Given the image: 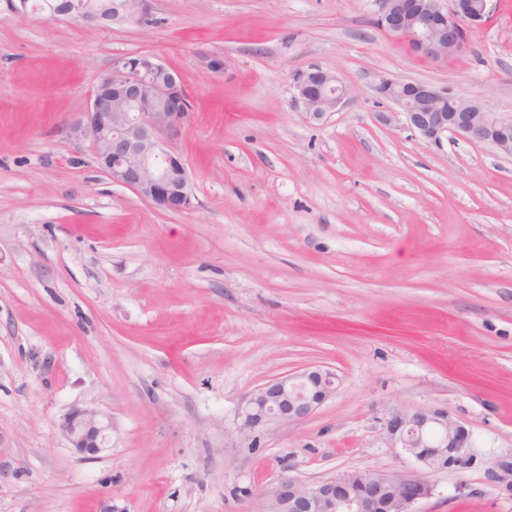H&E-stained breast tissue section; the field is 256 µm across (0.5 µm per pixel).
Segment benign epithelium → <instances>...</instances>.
I'll return each instance as SVG.
<instances>
[{"label": "benign epithelium", "mask_w": 512, "mask_h": 512, "mask_svg": "<svg viewBox=\"0 0 512 512\" xmlns=\"http://www.w3.org/2000/svg\"><path fill=\"white\" fill-rule=\"evenodd\" d=\"M382 0L380 27L405 39L414 51L439 61L467 48V32L491 17V0ZM48 20L67 21L89 29L143 24L150 0H48ZM295 103L307 119L318 121L350 98L351 89L338 76L319 67L298 75ZM375 94L394 106L376 121L389 124L401 114L420 139L438 144L451 136L472 144H489L512 157V113L494 112L455 89L413 80L379 77ZM192 114L180 74L158 56L139 52L112 61L90 106L72 133L89 142L94 159L112 182L136 192L163 210L192 204L190 181L174 144ZM336 393V374L310 365L260 385L238 410L239 429L246 433L268 425L297 422L314 414ZM388 439L414 462L431 471H461L469 463L472 431L439 408L394 410L386 418ZM76 453L89 459L108 447L112 419L105 412L76 409L62 424ZM431 493L429 484L410 471L369 475L354 486L348 472L316 482L290 475L278 478L260 496L253 512H412Z\"/></svg>", "instance_id": "benign-epithelium-1"}]
</instances>
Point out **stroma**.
Instances as JSON below:
<instances>
[{
	"label": "stroma",
	"mask_w": 512,
	"mask_h": 512,
	"mask_svg": "<svg viewBox=\"0 0 512 512\" xmlns=\"http://www.w3.org/2000/svg\"><path fill=\"white\" fill-rule=\"evenodd\" d=\"M88 30L0 2V512H251L284 474L417 471L414 512H512V158L423 142L378 76L512 112V0L435 62L377 24L381 0H152ZM177 71L174 148L192 205L112 183L70 129L115 58ZM312 67L352 90L310 121ZM309 365L311 417L251 435L242 400ZM76 407L112 446L74 453ZM443 408L473 434L463 471L420 469L384 422ZM62 431L70 448L91 459L108 447L112 419L98 409H76L64 420Z\"/></svg>",
	"instance_id": "35a3bbf8"
}]
</instances>
